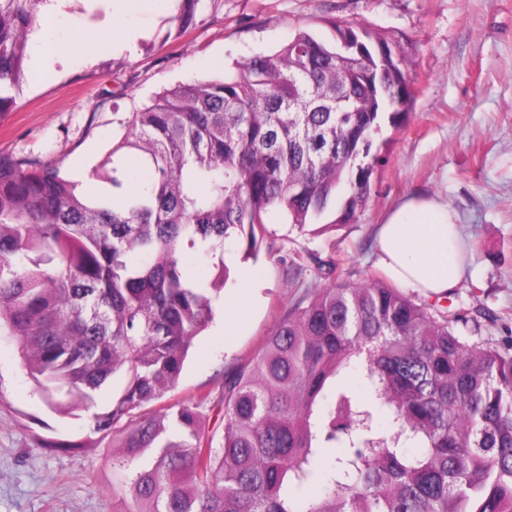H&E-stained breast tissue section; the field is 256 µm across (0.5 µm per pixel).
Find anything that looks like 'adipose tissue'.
Here are the masks:
<instances>
[{
    "instance_id": "adipose-tissue-1",
    "label": "adipose tissue",
    "mask_w": 512,
    "mask_h": 512,
    "mask_svg": "<svg viewBox=\"0 0 512 512\" xmlns=\"http://www.w3.org/2000/svg\"><path fill=\"white\" fill-rule=\"evenodd\" d=\"M58 15L45 12L39 20L36 53L50 59L62 54L90 53L81 36V22H74L72 40L54 38ZM458 214L447 201L432 197L406 199L378 231V262L395 283L427 296L444 297L463 277L459 250L462 240Z\"/></svg>"
}]
</instances>
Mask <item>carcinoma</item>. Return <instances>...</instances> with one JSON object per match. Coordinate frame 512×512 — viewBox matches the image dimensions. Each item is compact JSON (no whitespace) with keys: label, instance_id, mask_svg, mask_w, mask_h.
<instances>
[{"label":"carcinoma","instance_id":"1","mask_svg":"<svg viewBox=\"0 0 512 512\" xmlns=\"http://www.w3.org/2000/svg\"><path fill=\"white\" fill-rule=\"evenodd\" d=\"M39 0H0V113L26 79ZM215 79L132 113L87 195L59 167L0 154V328L60 414L120 439L113 490L129 512H512V335L481 339L483 307L419 303L383 281L318 283L224 375L217 394L157 410L230 270L273 217L355 222L383 126L415 95L399 43L331 19ZM211 259L207 283L185 250ZM293 270L292 286L305 266ZM360 373L363 385L351 378ZM117 386L94 412L95 395ZM224 412L205 429L201 408Z\"/></svg>","mask_w":512,"mask_h":512}]
</instances>
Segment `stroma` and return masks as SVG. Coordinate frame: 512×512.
<instances>
[{
	"mask_svg": "<svg viewBox=\"0 0 512 512\" xmlns=\"http://www.w3.org/2000/svg\"><path fill=\"white\" fill-rule=\"evenodd\" d=\"M64 0L58 37L82 22L100 39L108 16L138 32L132 49L94 57L75 53L29 75L16 104L0 116V152L59 166L72 179L91 175L132 112L179 83L222 75L234 61L287 43L299 28L327 34L336 18L399 40L416 96L405 127H384L382 164L357 221L323 233L275 227L257 259L234 241L223 315L193 341L189 360L165 395L171 404L213 390L225 372L259 349L305 289L292 288L269 251L340 260L352 281L382 277L376 229L404 197L447 200L470 245L461 285L449 302L478 301L512 321V0H201L194 23L178 33L180 0ZM111 439L91 430L86 413L60 416L23 370L19 344L0 332V512H120L112 494Z\"/></svg>",
	"mask_w": 512,
	"mask_h": 512,
	"instance_id": "1",
	"label": "stroma"
}]
</instances>
